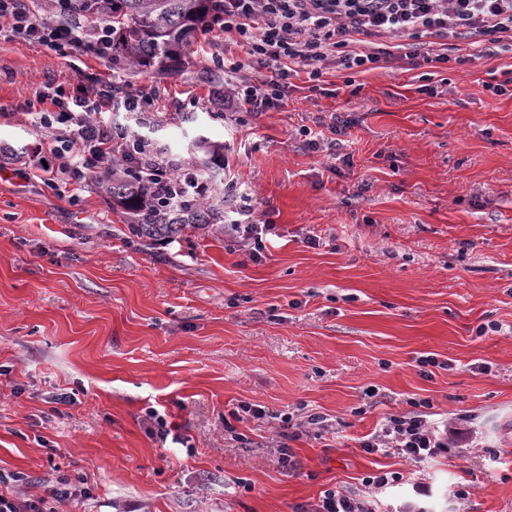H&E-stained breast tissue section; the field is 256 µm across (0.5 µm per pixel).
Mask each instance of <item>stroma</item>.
<instances>
[{"mask_svg":"<svg viewBox=\"0 0 512 512\" xmlns=\"http://www.w3.org/2000/svg\"><path fill=\"white\" fill-rule=\"evenodd\" d=\"M456 46L465 62L433 94L428 65L393 57L358 94L342 72L323 94L299 77L283 108L226 122L211 58L130 74L169 93L143 124L117 122L179 155L198 134L226 145L253 218L276 226L257 260L226 237L132 242L84 185L0 181V474L23 476L0 491L80 476L87 494L56 512H300L336 487L395 512L410 486L364 483L395 471L432 486L427 512H512V52ZM76 80L44 48L0 45V143L33 150L24 103ZM333 114L346 135L309 150L303 129ZM242 403L262 416L237 419ZM416 406L476 439L423 463L361 448ZM151 408L175 422L167 437Z\"/></svg>","mask_w":512,"mask_h":512,"instance_id":"1","label":"stroma"}]
</instances>
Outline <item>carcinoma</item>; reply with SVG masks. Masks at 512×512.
I'll list each match as a JSON object with an SVG mask.
<instances>
[{"label": "carcinoma", "mask_w": 512, "mask_h": 512, "mask_svg": "<svg viewBox=\"0 0 512 512\" xmlns=\"http://www.w3.org/2000/svg\"><path fill=\"white\" fill-rule=\"evenodd\" d=\"M112 76L152 68L178 71L182 56L219 7V0H112ZM153 154L185 170L182 185L166 200L152 195L140 175L141 164L115 157L107 170L88 176L87 185L120 207L127 238L146 246L156 241L224 235V145L199 137L189 154L208 155L203 164L171 156L150 140Z\"/></svg>", "instance_id": "cac0c4a2"}]
</instances>
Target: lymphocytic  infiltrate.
I'll use <instances>...</instances> for the list:
<instances>
[{
  "instance_id": "1",
  "label": "lymphocytic infiltrate",
  "mask_w": 512,
  "mask_h": 512,
  "mask_svg": "<svg viewBox=\"0 0 512 512\" xmlns=\"http://www.w3.org/2000/svg\"><path fill=\"white\" fill-rule=\"evenodd\" d=\"M224 7L204 28V46L224 69V108L230 112H267L284 106L288 79L305 72L310 90H321L332 69L354 75L378 69L393 51L406 59L448 63L438 41L465 40L489 55L512 51V0H223ZM22 41L64 59L81 75L71 85H40L25 110L39 130L36 150L15 169L0 173L37 178L54 190L81 184L86 175L109 164L116 150L128 149L127 132L112 119L115 110L149 111L161 90L90 73L89 62L107 58L112 18L71 15L66 24L47 21L39 0H0V44ZM245 48L246 60L218 56L220 48ZM268 70L267 78L244 77L243 69ZM250 204L225 217L224 234L251 242L261 255L272 221L255 223ZM462 422L431 423L409 412L387 418L381 430L362 443L370 453L392 449L414 462L436 457L466 438ZM69 481L57 482L46 495L21 498L0 493V512H55V502L84 494Z\"/></svg>"
}]
</instances>
